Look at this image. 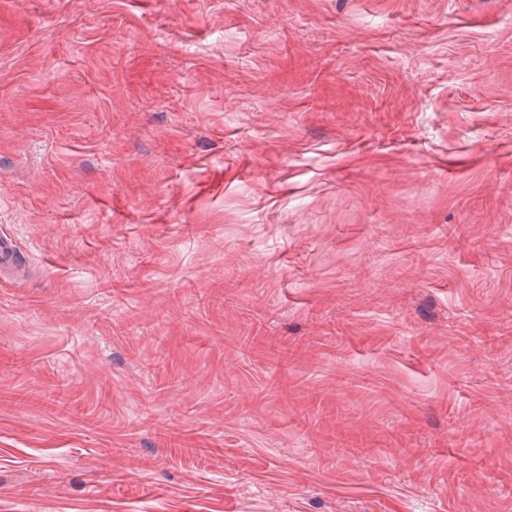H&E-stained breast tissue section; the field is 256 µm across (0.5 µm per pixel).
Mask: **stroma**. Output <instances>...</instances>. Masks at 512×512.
Listing matches in <instances>:
<instances>
[{
	"mask_svg": "<svg viewBox=\"0 0 512 512\" xmlns=\"http://www.w3.org/2000/svg\"><path fill=\"white\" fill-rule=\"evenodd\" d=\"M0 512H512V0H0ZM17 251L11 238L0 236V280L19 279L16 265Z\"/></svg>",
	"mask_w": 512,
	"mask_h": 512,
	"instance_id": "obj_1",
	"label": "stroma"
}]
</instances>
